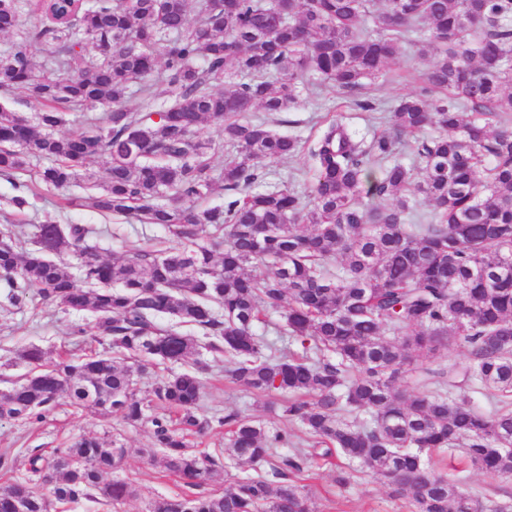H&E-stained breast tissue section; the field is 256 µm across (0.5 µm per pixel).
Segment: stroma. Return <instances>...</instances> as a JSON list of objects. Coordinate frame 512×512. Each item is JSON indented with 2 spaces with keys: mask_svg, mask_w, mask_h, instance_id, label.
Wrapping results in <instances>:
<instances>
[{
  "mask_svg": "<svg viewBox=\"0 0 512 512\" xmlns=\"http://www.w3.org/2000/svg\"><path fill=\"white\" fill-rule=\"evenodd\" d=\"M428 58L410 55L407 60L392 63L390 75L367 84L363 97L395 105L401 95L418 91L421 74L429 67ZM343 113L346 122L362 134L372 135L374 128L364 113L343 111L341 100L332 86H324L317 102H301L285 112L279 130L300 138L315 136L324 117L329 113ZM13 180L0 177V224L17 227L19 245H26L36 225L46 222L60 224H89L98 231L93 243L101 256L119 254L129 246L149 238H163L164 232L155 226H144L132 220L99 214L85 207H61L58 191H42L34 207L19 211L10 206L15 196ZM81 325L85 333L73 336L71 325ZM93 315L63 314L42 305L38 300L12 302L6 288H0V380L15 379L29 371L19 358L20 351L36 344L50 356L69 353L82 356L99 350L100 344ZM468 363L466 348L458 344L440 350L434 359L412 361L406 373L395 383L403 394L422 392V379L428 369L463 370ZM280 394H257L231 387L222 373L215 372L204 379V393L200 413L210 418L228 411H238L268 426L282 425ZM81 435H95L104 440L118 438L128 454L113 476L132 481L137 489L135 497L117 505H103L83 500L63 505V512H148L151 502L161 496L184 493L185 488L176 477L167 475L163 467L149 462L141 454L151 447L152 439L146 428L124 424L118 416L99 417L89 411L70 407L60 402L46 419L40 422L0 421V456H6L7 469H0V487L18 478L29 477L31 449H39L44 457H51L54 449L64 446ZM442 468L465 494L512 503V478H497L477 470L456 452L447 457ZM310 492L313 512H408L405 500L393 497L386 482L364 474H353L347 485L336 482V468L331 464L316 467L304 480Z\"/></svg>",
  "mask_w": 512,
  "mask_h": 512,
  "instance_id": "35a3bbf8",
  "label": "stroma"
}]
</instances>
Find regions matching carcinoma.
I'll return each mask as SVG.
<instances>
[{
  "mask_svg": "<svg viewBox=\"0 0 512 512\" xmlns=\"http://www.w3.org/2000/svg\"><path fill=\"white\" fill-rule=\"evenodd\" d=\"M0 34L12 38L0 90L37 106L27 118L0 105V174L43 159L39 187L66 191L89 183L87 165L105 156L100 190L65 203L160 226L175 243L103 259L84 224H40L25 250L16 225H0L11 299L91 313L107 345L50 363L29 345L20 359L31 370L0 396V421L38 422L66 398L149 428L164 469L191 489L149 512H312L297 477L335 455L388 482L409 512H502L461 493L432 456L460 447L483 472L512 475V402L487 415L454 393L470 383L512 397V0H199L193 22L187 0H0ZM411 48L433 61L381 134L368 139L341 118L313 140L273 129V116L326 82L349 109L383 112L360 98L364 81ZM133 92L137 110L126 105ZM205 122L235 151L220 169L215 143L199 135ZM302 152L311 184L300 190L293 176L255 189L267 161ZM218 187L227 201L206 204ZM271 312L276 340L254 332ZM450 343L467 348L463 373L428 371L434 388L423 394L394 390L413 357ZM201 347L224 356L229 384L288 394L282 416L300 435L236 411L200 418L215 362ZM188 361L141 394L149 369ZM214 425L256 475L206 494L218 459L188 437ZM125 455L90 435L46 464L34 450L32 472L56 473L51 495L17 480L0 490V512H12L17 488L27 512L121 502L131 484L104 475Z\"/></svg>",
  "mask_w": 512,
  "mask_h": 512,
  "instance_id": "obj_1",
  "label": "carcinoma"
}]
</instances>
